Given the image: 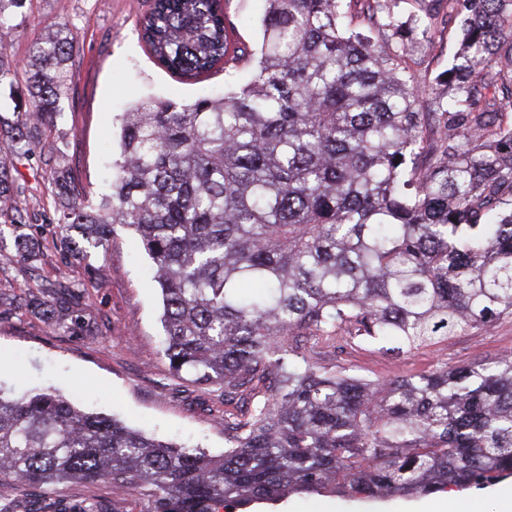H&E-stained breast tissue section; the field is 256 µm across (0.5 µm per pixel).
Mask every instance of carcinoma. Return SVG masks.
<instances>
[{
    "instance_id": "cac0c4a2",
    "label": "carcinoma",
    "mask_w": 512,
    "mask_h": 512,
    "mask_svg": "<svg viewBox=\"0 0 512 512\" xmlns=\"http://www.w3.org/2000/svg\"><path fill=\"white\" fill-rule=\"evenodd\" d=\"M27 0H0V28ZM256 52L231 47L220 0H155L142 39L186 78L250 56L222 98L149 101L123 113L112 191L71 200L77 253L135 232L163 303L177 375L241 387L276 377L221 456L147 437L54 392L0 391V475L31 485L103 479L153 488L155 512H211L292 493L427 495L512 475V360L439 366L388 381L313 362L292 336L407 349L512 316V0H266ZM461 48L420 111L407 58L431 27ZM76 40L48 26L24 69L28 105L0 115V210L25 223L7 155L61 111ZM32 257L26 237L0 262Z\"/></svg>"
}]
</instances>
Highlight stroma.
<instances>
[{
  "instance_id": "obj_1",
  "label": "stroma",
  "mask_w": 512,
  "mask_h": 512,
  "mask_svg": "<svg viewBox=\"0 0 512 512\" xmlns=\"http://www.w3.org/2000/svg\"><path fill=\"white\" fill-rule=\"evenodd\" d=\"M153 0H27L19 26L0 29V47L26 62L48 25L67 26L76 38L69 92L53 123L40 127L31 156L8 163L23 187L25 225L12 226L0 213V241L29 237L33 258L0 264V390L22 393L52 390L77 407L123 421L129 428L210 454H222L224 391L178 379L163 354L161 294L151 279V261L135 233L117 228L106 249L84 259L64 247L58 232L61 200L51 184L66 175L81 197L108 191L112 161L119 152L118 118L147 100L189 103L219 97L251 77L240 64L232 74L215 68L185 80L160 68L140 38V22ZM224 10L235 46L255 47L265 0H226ZM458 49L453 31L439 27L414 54L412 72L427 88L447 70ZM88 289L89 297L71 305L65 321L49 318L54 288ZM307 355L339 364L372 380L423 372L440 364L512 358V316L474 328L433 347L395 356L386 342L364 344L340 331L335 348L313 336L299 337ZM47 500L63 512H84L89 502L108 512H152L149 488L118 490L109 483L69 480L42 489L0 476V505L27 512ZM414 496L349 499L324 493H295L278 503L259 501L248 512H319L336 503L342 512H404Z\"/></svg>"
}]
</instances>
